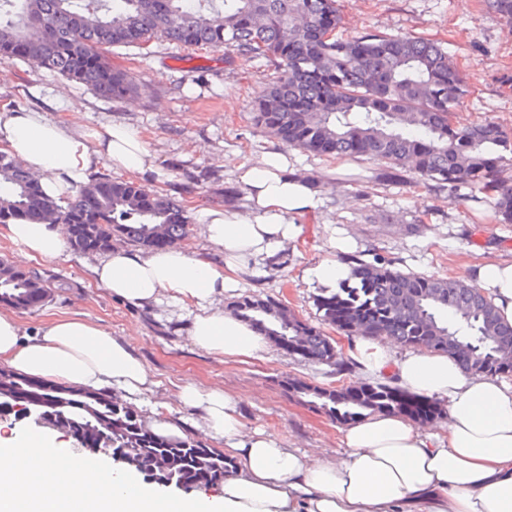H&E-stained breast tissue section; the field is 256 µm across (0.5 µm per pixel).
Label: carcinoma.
Here are the masks:
<instances>
[{"label": "carcinoma", "instance_id": "1", "mask_svg": "<svg viewBox=\"0 0 512 512\" xmlns=\"http://www.w3.org/2000/svg\"><path fill=\"white\" fill-rule=\"evenodd\" d=\"M337 0H0V56L37 59L45 68L119 100L134 90L112 69L113 47L167 41L186 48H230L276 76L254 104L266 135L313 156L383 164L385 182L413 167L458 198L476 188L494 197L512 223V136L491 122L459 126L455 109L467 95L462 71L443 47L409 37L365 33L343 37ZM79 224L74 250L86 242L108 251L115 240L158 248L183 241L186 210L164 193L144 198L132 181H92L66 206L9 155L0 156V222ZM349 277L317 298L324 324L348 336H390L404 346L448 354L465 371L512 369V324L488 297L455 277L403 273L380 259L344 258ZM48 294L34 270L0 259V305L29 310ZM231 312L259 333L315 363L332 364L326 332L283 301L245 295ZM298 400L330 421L364 413H408L422 400L385 383L357 381L325 388L290 386ZM13 412L63 432L81 450H112V459L161 486L206 490L224 482L230 461L195 440L150 431L131 405L107 392L82 391L20 376L0 366V416Z\"/></svg>", "mask_w": 512, "mask_h": 512}]
</instances>
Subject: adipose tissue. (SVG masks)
Returning <instances> with one entry per match:
<instances>
[{
  "label": "adipose tissue",
  "mask_w": 512,
  "mask_h": 512,
  "mask_svg": "<svg viewBox=\"0 0 512 512\" xmlns=\"http://www.w3.org/2000/svg\"><path fill=\"white\" fill-rule=\"evenodd\" d=\"M0 151L39 175L54 200L89 183L100 167L140 174L152 165L131 127H85L49 119L39 108L0 112ZM291 157L287 149L265 154L256 166L235 165L247 192L245 211L202 208L196 215L210 253L177 246L115 253L91 266L92 282L137 307L172 301L188 313L193 345L209 354L228 362L262 359L268 351L263 337L219 304L242 276L297 241L296 217L323 205ZM6 233L21 264L54 259L66 246L58 224L19 222ZM468 284L512 323L511 261L474 264ZM348 354L366 374L397 375L411 394L443 401L440 430L424 433L405 416L376 413L341 429L343 458L311 460L263 431L246 430L236 396L186 384L179 403L201 409L205 426L223 437L233 468L222 498L180 497L174 512H512V384L464 372L441 353L395 357L388 339H356ZM0 364L63 386L117 388L147 399L156 385L123 340L77 315L31 336L11 313H0ZM146 408L154 432L181 435L164 404L148 399ZM68 458L40 433L0 443V512H163L159 490L133 472L101 462L75 470Z\"/></svg>",
  "instance_id": "ef3b65f1"
}]
</instances>
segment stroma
I'll return each mask as SVG.
<instances>
[{
    "label": "stroma",
    "instance_id": "35a3bbf8",
    "mask_svg": "<svg viewBox=\"0 0 512 512\" xmlns=\"http://www.w3.org/2000/svg\"><path fill=\"white\" fill-rule=\"evenodd\" d=\"M341 31L408 36L435 42L464 72L470 93L456 119L467 125L491 121L512 130V21L489 11L483 0H338ZM113 68L132 78L137 91L121 100L97 95L45 68L0 59V110L40 107L60 95L79 103L72 116L49 110V118L74 119L96 126L123 122L138 129L154 158L137 184L175 197L192 222L184 241L202 250L197 209H241L245 191L232 163L258 164L270 151L282 150L277 139L260 132L252 121V105L273 77L272 69L241 60L232 51L187 49L167 42L149 48L119 47L109 56ZM295 166L316 184L324 199L315 213L299 216L302 235L290 245L287 265H261L238 291L224 295L271 297L288 302L302 319L320 325L316 298L326 283L311 268L330 257L331 236H351L364 260L381 256L393 269L428 277L467 278L480 260L512 259V224L500 223L491 200L449 202L447 193L428 187L415 171L403 181L383 184L373 162L327 160L296 152ZM99 255L66 249L57 259L34 263L51 290L39 306L17 312L28 333L51 319L74 314L111 335L124 338L153 372L160 386L155 400L168 402L170 416L184 436L223 449L203 425L199 412L178 402L180 386L220 387L241 395L246 429H260L302 453L342 457L340 426L291 395L292 382L321 387L361 380L360 369L336 375L333 366L311 363L278 346L264 359L226 362L193 346L189 320L175 305L151 311L112 299L91 284L88 268Z\"/></svg>",
    "mask_w": 512,
    "mask_h": 512
}]
</instances>
